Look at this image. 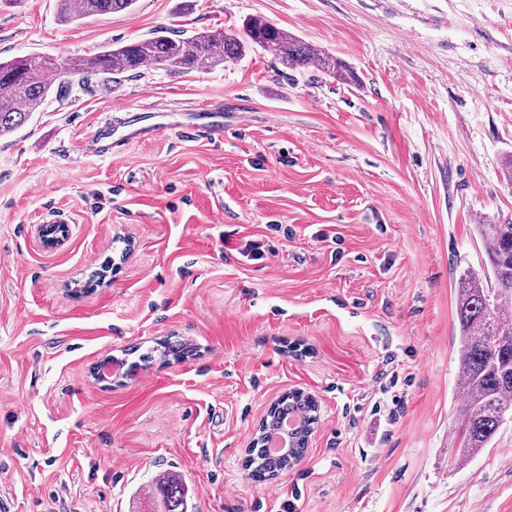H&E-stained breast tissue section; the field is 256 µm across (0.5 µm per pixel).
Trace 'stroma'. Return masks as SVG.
<instances>
[{
  "label": "stroma",
  "instance_id": "obj_1",
  "mask_svg": "<svg viewBox=\"0 0 512 512\" xmlns=\"http://www.w3.org/2000/svg\"><path fill=\"white\" fill-rule=\"evenodd\" d=\"M248 18L354 81L256 48L87 76L0 136V512H149L164 472L188 512H512V418L461 465L451 435L457 280L483 270L479 225L512 223V0H137L71 24L0 0V58ZM172 105L234 118L88 151L115 107ZM172 336L195 356L157 357ZM294 389L319 403L308 452L256 482L246 447Z\"/></svg>",
  "mask_w": 512,
  "mask_h": 512
}]
</instances>
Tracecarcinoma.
Wrapping results in <instances>:
<instances>
[{
    "instance_id": "cac0c4a2",
    "label": "carcinoma",
    "mask_w": 512,
    "mask_h": 512,
    "mask_svg": "<svg viewBox=\"0 0 512 512\" xmlns=\"http://www.w3.org/2000/svg\"><path fill=\"white\" fill-rule=\"evenodd\" d=\"M60 22L127 10L136 0H58ZM271 48L289 69L315 66L348 81L352 76L330 53L309 45L285 30L257 18L240 29L199 32L189 37L160 31L132 44L104 47L65 62L36 55L0 60V136L20 129L45 104L56 82L72 76L138 72L153 64L168 71H211L240 60L252 45ZM486 256L485 271L496 287L487 288L473 271L461 275L456 298L458 362L463 398L453 425L458 448L456 462L490 447L506 416L512 413V223L480 224ZM191 352L181 340L164 343L162 356L183 359ZM302 419L303 431L293 438L288 455L266 449V435L284 417ZM317 422L315 406L302 393L284 394L268 410L248 449L247 467L257 481L271 479L300 461L307 452L308 434ZM153 512H187V486L180 478L155 479Z\"/></svg>"
}]
</instances>
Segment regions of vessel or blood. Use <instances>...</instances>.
Instances as JSON below:
<instances>
[{
	"label": "vessel or blood",
	"instance_id": "1",
	"mask_svg": "<svg viewBox=\"0 0 512 512\" xmlns=\"http://www.w3.org/2000/svg\"><path fill=\"white\" fill-rule=\"evenodd\" d=\"M192 117L188 128L211 138L224 134V112L214 108L200 110L192 107L188 110ZM170 111L146 108L126 113L117 122H104L97 127L91 140L90 149L102 157L120 155L126 147L135 142L151 139L170 125Z\"/></svg>",
	"mask_w": 512,
	"mask_h": 512
}]
</instances>
